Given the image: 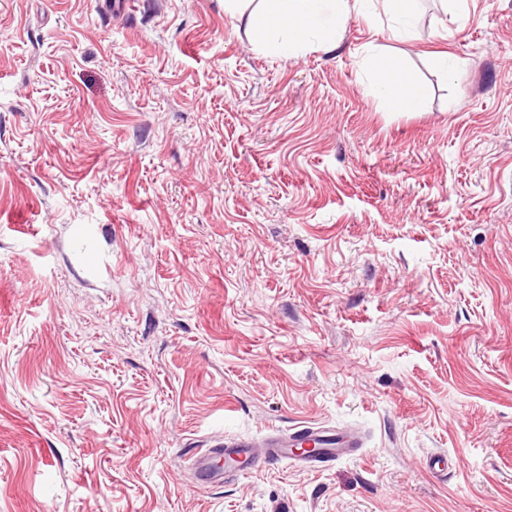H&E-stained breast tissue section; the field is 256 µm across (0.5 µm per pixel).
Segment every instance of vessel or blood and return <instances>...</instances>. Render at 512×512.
<instances>
[{
	"mask_svg": "<svg viewBox=\"0 0 512 512\" xmlns=\"http://www.w3.org/2000/svg\"><path fill=\"white\" fill-rule=\"evenodd\" d=\"M363 446L362 437L355 431L303 422L285 432L268 433L260 440L248 435L213 440L209 448L192 455L191 465L199 482L216 486L231 477L247 476L269 462L295 460L330 465L357 454Z\"/></svg>",
	"mask_w": 512,
	"mask_h": 512,
	"instance_id": "1",
	"label": "vessel or blood"
}]
</instances>
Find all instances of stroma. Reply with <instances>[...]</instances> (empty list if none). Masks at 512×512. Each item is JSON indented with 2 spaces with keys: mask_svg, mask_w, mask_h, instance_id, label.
Wrapping results in <instances>:
<instances>
[{
  "mask_svg": "<svg viewBox=\"0 0 512 512\" xmlns=\"http://www.w3.org/2000/svg\"><path fill=\"white\" fill-rule=\"evenodd\" d=\"M100 3L0 0V512H512V0L286 57ZM303 421L362 456L193 483ZM374 86L391 94L385 99L386 105L395 112H410L417 108L425 95L423 86L408 80L395 66H388L377 56L370 60Z\"/></svg>",
  "mask_w": 512,
  "mask_h": 512,
  "instance_id": "35a3bbf8",
  "label": "stroma"
}]
</instances>
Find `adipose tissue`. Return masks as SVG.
Returning <instances> with one entry per match:
<instances>
[{
	"instance_id": "1",
	"label": "adipose tissue",
	"mask_w": 512,
	"mask_h": 512,
	"mask_svg": "<svg viewBox=\"0 0 512 512\" xmlns=\"http://www.w3.org/2000/svg\"><path fill=\"white\" fill-rule=\"evenodd\" d=\"M420 0H263L260 9L245 20L252 45L272 46L281 37L283 46L301 47L318 38L320 47H332L351 15L365 14L367 6L381 8L384 14L409 24L419 11ZM374 85L387 94L386 104L395 112L416 109L425 94L423 86L408 80L396 67L380 58H371Z\"/></svg>"
}]
</instances>
